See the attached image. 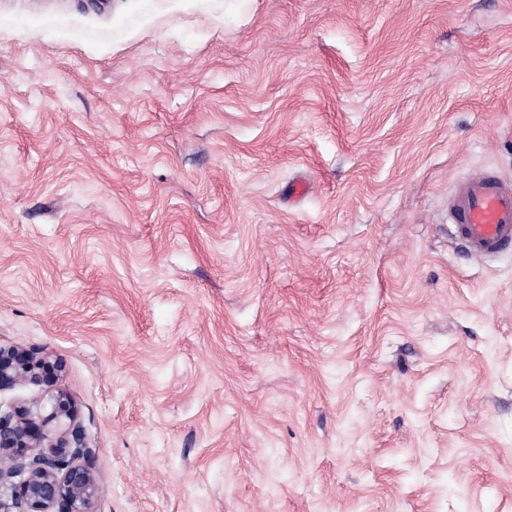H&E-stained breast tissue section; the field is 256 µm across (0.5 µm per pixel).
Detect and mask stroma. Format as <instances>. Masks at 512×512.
Instances as JSON below:
<instances>
[{
    "instance_id": "stroma-1",
    "label": "stroma",
    "mask_w": 512,
    "mask_h": 512,
    "mask_svg": "<svg viewBox=\"0 0 512 512\" xmlns=\"http://www.w3.org/2000/svg\"><path fill=\"white\" fill-rule=\"evenodd\" d=\"M483 169L512 0H0V346L62 361L96 512H512ZM448 223L464 250L493 258L512 250V182L495 170H482L448 200Z\"/></svg>"
}]
</instances>
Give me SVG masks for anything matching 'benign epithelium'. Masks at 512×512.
<instances>
[{
    "mask_svg": "<svg viewBox=\"0 0 512 512\" xmlns=\"http://www.w3.org/2000/svg\"><path fill=\"white\" fill-rule=\"evenodd\" d=\"M62 364L20 345L0 346V392L32 385L50 397L0 407V512H94L96 455L72 398L57 388Z\"/></svg>",
    "mask_w": 512,
    "mask_h": 512,
    "instance_id": "7a95c632",
    "label": "benign epithelium"
}]
</instances>
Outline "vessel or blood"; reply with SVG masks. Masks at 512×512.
<instances>
[{
  "mask_svg": "<svg viewBox=\"0 0 512 512\" xmlns=\"http://www.w3.org/2000/svg\"><path fill=\"white\" fill-rule=\"evenodd\" d=\"M448 222L464 250L493 258L512 250V181L485 169L465 182L448 200Z\"/></svg>",
  "mask_w": 512,
  "mask_h": 512,
  "instance_id": "obj_1",
  "label": "vessel or blood"
}]
</instances>
